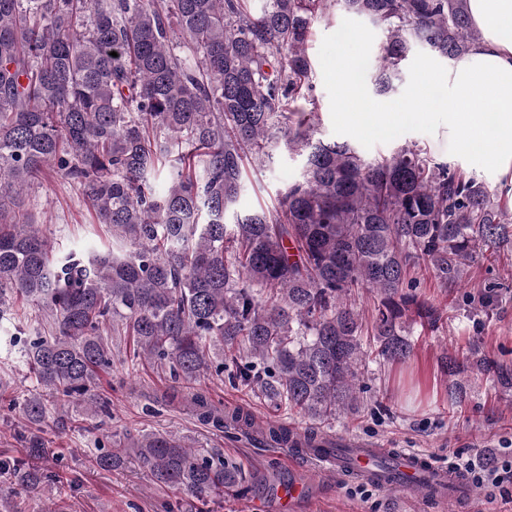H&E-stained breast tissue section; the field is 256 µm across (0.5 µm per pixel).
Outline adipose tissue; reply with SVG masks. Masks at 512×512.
Masks as SVG:
<instances>
[{
  "mask_svg": "<svg viewBox=\"0 0 512 512\" xmlns=\"http://www.w3.org/2000/svg\"><path fill=\"white\" fill-rule=\"evenodd\" d=\"M468 11L479 43L416 91L433 106L452 105L448 134L462 150L482 142L501 158L500 184L512 199V0H468Z\"/></svg>",
  "mask_w": 512,
  "mask_h": 512,
  "instance_id": "obj_1",
  "label": "adipose tissue"
}]
</instances>
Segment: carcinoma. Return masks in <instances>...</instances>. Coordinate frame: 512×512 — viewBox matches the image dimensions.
Returning a JSON list of instances; mask_svg holds the SVG:
<instances>
[{
  "label": "carcinoma",
  "mask_w": 512,
  "mask_h": 512,
  "mask_svg": "<svg viewBox=\"0 0 512 512\" xmlns=\"http://www.w3.org/2000/svg\"><path fill=\"white\" fill-rule=\"evenodd\" d=\"M335 9L381 30V94L413 44L454 59L481 38L467 0H0V300L24 298L52 328L23 343L49 392L24 395L25 421L43 423L50 398L109 416L94 390L112 371L109 337L125 336L131 363L163 367L175 383L222 376L230 363L233 385L328 425L359 408L367 355L405 362L406 322L445 320L413 292L412 271L468 289L475 310L490 304L472 272L512 248L506 199L415 142L367 159L315 137L317 108L301 104L316 71L309 43ZM280 140L303 157L300 179L272 208L225 222L246 165H265ZM53 173L77 187L112 247L55 254L19 204ZM217 343L229 363L213 360ZM469 364L512 390V365L475 349L443 362L450 407L465 401ZM191 404L220 431L253 421L203 391ZM318 437L284 421L265 431L282 448ZM99 450L103 468L131 454L154 481L201 500L248 483L170 432ZM2 471L33 495L58 481L8 459Z\"/></svg>",
  "instance_id": "1"
}]
</instances>
